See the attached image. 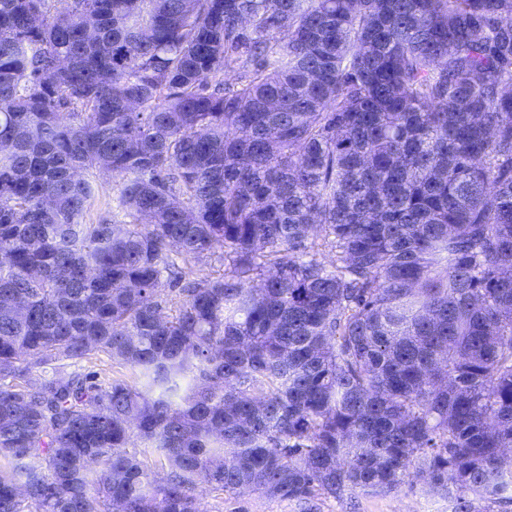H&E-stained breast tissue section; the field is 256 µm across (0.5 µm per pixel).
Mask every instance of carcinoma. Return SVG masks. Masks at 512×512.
I'll return each instance as SVG.
<instances>
[{"label": "carcinoma", "mask_w": 512, "mask_h": 512, "mask_svg": "<svg viewBox=\"0 0 512 512\" xmlns=\"http://www.w3.org/2000/svg\"><path fill=\"white\" fill-rule=\"evenodd\" d=\"M54 2L0 0V512L512 503V0ZM96 189L90 207L85 211L83 224H96L102 219L112 220L118 215L123 219V214H117L112 203V184L105 181H97ZM85 372L95 373L98 382L112 381V378H124L132 382L133 376L130 372L122 370L117 372V368H112L110 362L103 357L101 360H94L93 363H82ZM201 506L206 512H454L448 496L432 494L425 481L406 484L392 493H355L341 499L320 497L313 507L296 500H270L258 494L218 495L205 490Z\"/></svg>", "instance_id": "obj_1"}]
</instances>
